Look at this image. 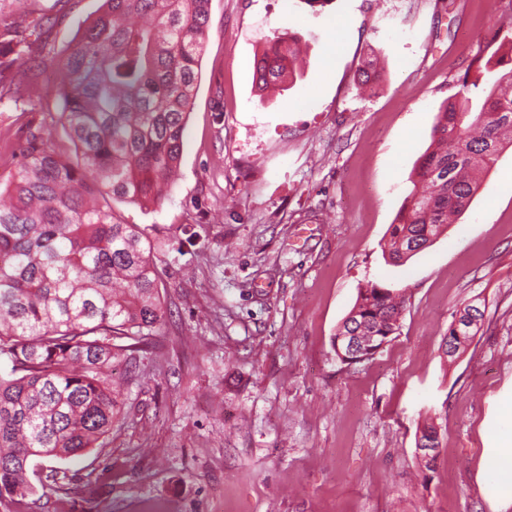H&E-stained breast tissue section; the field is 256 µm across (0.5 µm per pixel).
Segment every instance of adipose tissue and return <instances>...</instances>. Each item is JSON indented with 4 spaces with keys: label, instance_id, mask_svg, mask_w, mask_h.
Segmentation results:
<instances>
[{
    "label": "adipose tissue",
    "instance_id": "adipose-tissue-1",
    "mask_svg": "<svg viewBox=\"0 0 512 512\" xmlns=\"http://www.w3.org/2000/svg\"><path fill=\"white\" fill-rule=\"evenodd\" d=\"M487 431L493 445L484 453L477 480L492 512H507L512 507V394L504 398Z\"/></svg>",
    "mask_w": 512,
    "mask_h": 512
}]
</instances>
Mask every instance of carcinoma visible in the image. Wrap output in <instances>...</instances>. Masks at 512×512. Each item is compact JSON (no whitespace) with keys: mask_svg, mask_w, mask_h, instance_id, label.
<instances>
[{"mask_svg":"<svg viewBox=\"0 0 512 512\" xmlns=\"http://www.w3.org/2000/svg\"><path fill=\"white\" fill-rule=\"evenodd\" d=\"M210 0H103L61 62L53 88L57 121L77 161L62 159L40 133L0 191V502L26 512L28 498L58 491L45 463L101 447L124 416L115 360L132 361L165 319L149 228L126 224L99 199L147 207L176 171L199 78ZM297 38L277 34L254 59L260 89L293 77ZM478 107L462 95L444 104L433 149L384 245L403 263L462 214L479 173L512 130V68L486 67ZM359 85L382 88L365 61ZM405 299L368 284L336 335L372 340L350 362L373 359L399 329Z\"/></svg>","mask_w":512,"mask_h":512,"instance_id":"1","label":"carcinoma"}]
</instances>
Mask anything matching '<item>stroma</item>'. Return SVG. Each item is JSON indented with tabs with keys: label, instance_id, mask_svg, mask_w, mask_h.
Instances as JSON below:
<instances>
[{
	"label": "stroma",
	"instance_id": "35a3bbf8",
	"mask_svg": "<svg viewBox=\"0 0 512 512\" xmlns=\"http://www.w3.org/2000/svg\"><path fill=\"white\" fill-rule=\"evenodd\" d=\"M101 4L0 0L29 59L0 74L1 183L42 124L74 157L52 88ZM277 31L300 37V72L263 100L254 57ZM371 50L386 81L364 92ZM509 55L512 0H211L177 180L157 205L111 203L160 245L168 316L135 367H115L124 419L56 463L71 494L30 512H491L476 475L512 393V145L429 247L394 265L382 244L439 108L465 83L482 96L474 58ZM370 283L404 291L401 328L347 365L331 338ZM468 304L483 323L447 357ZM428 423L430 470L416 448ZM469 307H470V305L465 306L464 311H467L469 309ZM464 311L462 310L459 312V314L457 315V317L455 319V323H452L448 328V335L444 338L445 347H447V348H445L444 353L447 354V356H448L449 354H452L454 351V346H455L456 342H453L452 344L448 345V336H456L454 328L456 330V334H457L456 338L458 339V341H463L465 336H470V337L467 338L466 341L462 345H461V343L456 344V346H455L456 353L453 356H451L450 358H453L456 355H459L461 352H464L466 350V348L470 345L471 341L473 340L474 336H476V334L480 328L481 322L483 320V317H484L483 311L475 310L479 317V325L478 324L475 325L477 319L475 318L474 310L470 309L469 314H466ZM462 322L467 323L469 326L466 328L462 324ZM453 326H454V328H453ZM464 329H471V330L466 332L462 336V331ZM459 345H461L460 348H459Z\"/></svg>",
	"mask_w": 512,
	"mask_h": 512
}]
</instances>
